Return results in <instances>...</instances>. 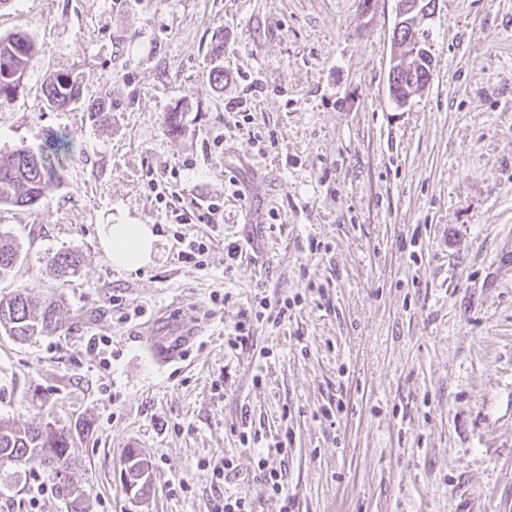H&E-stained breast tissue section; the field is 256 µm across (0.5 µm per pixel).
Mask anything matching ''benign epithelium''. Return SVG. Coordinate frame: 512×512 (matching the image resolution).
Wrapping results in <instances>:
<instances>
[{
    "label": "benign epithelium",
    "mask_w": 512,
    "mask_h": 512,
    "mask_svg": "<svg viewBox=\"0 0 512 512\" xmlns=\"http://www.w3.org/2000/svg\"><path fill=\"white\" fill-rule=\"evenodd\" d=\"M436 6L435 0L427 4L422 0H405L403 3H398L393 42L401 43V47L392 48L391 73L427 70L429 50L426 44L415 36V30L431 17Z\"/></svg>",
    "instance_id": "7a95c632"
}]
</instances>
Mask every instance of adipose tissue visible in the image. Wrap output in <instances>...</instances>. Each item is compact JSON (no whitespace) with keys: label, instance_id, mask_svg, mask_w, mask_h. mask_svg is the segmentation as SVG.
Returning <instances> with one entry per match:
<instances>
[{"label":"adipose tissue","instance_id":"obj_1","mask_svg":"<svg viewBox=\"0 0 512 512\" xmlns=\"http://www.w3.org/2000/svg\"><path fill=\"white\" fill-rule=\"evenodd\" d=\"M157 235L148 224H107L101 244L113 265L135 270L151 264Z\"/></svg>","mask_w":512,"mask_h":512}]
</instances>
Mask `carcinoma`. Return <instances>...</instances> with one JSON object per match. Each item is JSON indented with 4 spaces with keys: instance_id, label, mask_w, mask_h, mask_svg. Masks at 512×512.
Returning <instances> with one entry per match:
<instances>
[{
    "instance_id": "1",
    "label": "carcinoma",
    "mask_w": 512,
    "mask_h": 512,
    "mask_svg": "<svg viewBox=\"0 0 512 512\" xmlns=\"http://www.w3.org/2000/svg\"><path fill=\"white\" fill-rule=\"evenodd\" d=\"M38 50L28 37L14 34L0 38V97L10 96L22 75L37 61ZM47 103L65 109L80 103V86L71 75H55L42 87ZM69 143L61 136L50 138L38 150L17 149L0 154V207H31L38 204L45 190L61 181ZM20 245L5 232H0V278L8 276L21 259ZM76 256L63 252L54 266L57 276L69 277L78 271ZM60 303L54 297L36 304L23 289L0 297V333L15 341L25 342L35 336L54 331L60 324ZM71 430L47 417L36 426H0V466L21 465L32 458L52 471L58 479V492L71 503L72 512H83L84 491L75 486L69 473L74 459ZM148 461L131 450L125 458L127 482L149 487Z\"/></svg>"
}]
</instances>
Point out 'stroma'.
<instances>
[{"instance_id":"obj_1","label":"stroma","mask_w":512,"mask_h":512,"mask_svg":"<svg viewBox=\"0 0 512 512\" xmlns=\"http://www.w3.org/2000/svg\"><path fill=\"white\" fill-rule=\"evenodd\" d=\"M397 0H10L0 37L38 48L0 97V153L72 145L41 204L1 207L23 246L0 279L58 296L61 329L0 335V424L71 427L86 512H215L257 482L242 412L287 434L294 512H512V0H441L423 31L429 84L388 91ZM224 44V86L208 75ZM53 74L81 105L50 107ZM101 101L102 115L87 112ZM220 197L224 221L172 223L148 181ZM105 224H149L151 265L113 266ZM208 239V265L180 240ZM246 253L224 263L225 243ZM72 252L81 270L53 273ZM227 289L223 306L210 295ZM283 326L229 349L258 298ZM142 316H133L134 308ZM198 331L158 370L150 336ZM110 340V369L88 341ZM262 383H254L255 374ZM151 489L132 507L127 443ZM230 463L226 479L210 466ZM39 460L0 467V512H30ZM43 95L50 106L65 109L80 103V86L71 75L49 77L42 87Z\"/></svg>"}]
</instances>
